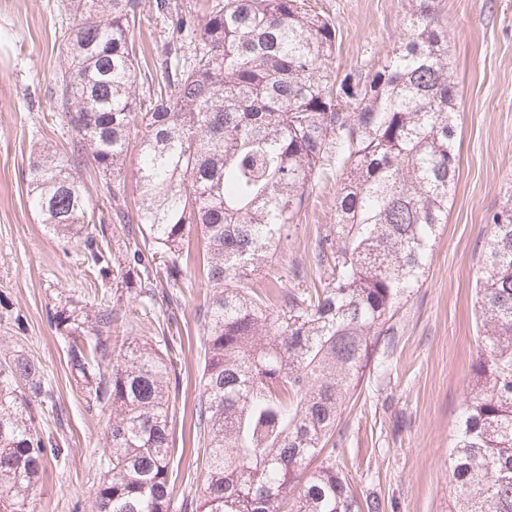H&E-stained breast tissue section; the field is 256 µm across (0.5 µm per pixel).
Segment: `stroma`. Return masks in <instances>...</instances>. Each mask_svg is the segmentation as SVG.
<instances>
[{
  "mask_svg": "<svg viewBox=\"0 0 512 512\" xmlns=\"http://www.w3.org/2000/svg\"><path fill=\"white\" fill-rule=\"evenodd\" d=\"M143 0L135 35L148 63L159 61L176 17ZM340 37L339 72L367 69L391 50L409 0H312ZM448 32L457 86L458 178L448 222L428 261L426 278L400 311L392 372L364 379L344 413L340 461L359 495L377 494L384 512H448V461L455 426L476 385L480 341L474 317L477 252L490 218L512 195V0H434ZM63 0H0V363L17 356L38 361L49 397L19 395L15 406L53 437L58 458L48 459L29 512H92L102 476L111 408L90 399L76 380L62 313L93 314L113 307V331L157 340L158 326L132 310L133 289L102 286L82 262V249L50 234L28 206V158L44 147L64 151L68 131L57 118L52 92L64 66L59 40ZM115 263L125 260V230L113 223L99 179L85 180ZM335 181L321 185L295 219L284 246L244 285H294L315 238L334 221ZM206 287L199 269L172 288L180 302L173 333L176 380L171 396L174 437L184 454L173 467L174 508L197 497L192 418L203 367L199 315ZM23 316L17 329L14 316Z\"/></svg>",
  "mask_w": 512,
  "mask_h": 512,
  "instance_id": "35a3bbf8",
  "label": "stroma"
}]
</instances>
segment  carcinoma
I'll list each match as a JSON object with an SVG mask.
<instances>
[{"instance_id": "obj_1", "label": "carcinoma", "mask_w": 512, "mask_h": 512, "mask_svg": "<svg viewBox=\"0 0 512 512\" xmlns=\"http://www.w3.org/2000/svg\"><path fill=\"white\" fill-rule=\"evenodd\" d=\"M413 2L377 68L341 78L339 32L305 0L191 6L155 82L142 76L135 37L141 0H67L55 96L68 149L29 155L28 202L50 232L82 246L88 272L115 280L83 179L100 177L144 308L158 285L184 278L183 241L200 233L195 512H382L378 496L354 492L336 429L366 374L391 367L401 305L425 277L458 171L448 34L432 0ZM133 146L132 213L124 171ZM337 171L336 219L317 234L315 277L297 269L289 288H242ZM477 288L485 357L455 428L448 512H512V197L491 216ZM94 321L89 347L85 323L65 331L82 388L111 407L96 512H171L172 359L109 334L108 305ZM19 381L48 394L37 361L0 367V512H27L57 451L14 409Z\"/></svg>"}]
</instances>
